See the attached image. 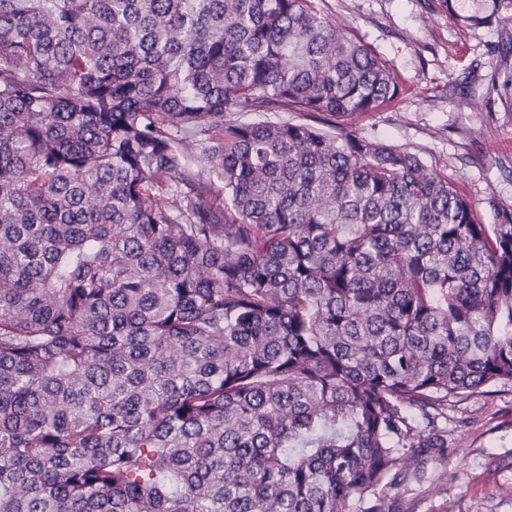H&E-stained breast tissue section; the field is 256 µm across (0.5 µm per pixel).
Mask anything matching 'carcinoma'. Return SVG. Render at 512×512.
Returning <instances> with one entry per match:
<instances>
[{"label":"carcinoma","instance_id":"carcinoma-1","mask_svg":"<svg viewBox=\"0 0 512 512\" xmlns=\"http://www.w3.org/2000/svg\"><path fill=\"white\" fill-rule=\"evenodd\" d=\"M398 95L315 0H0V512H392L512 383V208L238 115Z\"/></svg>","mask_w":512,"mask_h":512}]
</instances>
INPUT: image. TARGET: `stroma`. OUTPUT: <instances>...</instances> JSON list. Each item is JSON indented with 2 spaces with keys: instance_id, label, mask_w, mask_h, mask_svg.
<instances>
[{
  "instance_id": "35a3bbf8",
  "label": "stroma",
  "mask_w": 512,
  "mask_h": 512,
  "mask_svg": "<svg viewBox=\"0 0 512 512\" xmlns=\"http://www.w3.org/2000/svg\"><path fill=\"white\" fill-rule=\"evenodd\" d=\"M318 8L363 42L394 73L400 94L357 116L351 134L409 149L474 203L484 223L512 207V108L489 83L505 30L491 0H317ZM439 427L444 453L423 480L389 491L396 512H512V385L483 387L449 403Z\"/></svg>"
}]
</instances>
